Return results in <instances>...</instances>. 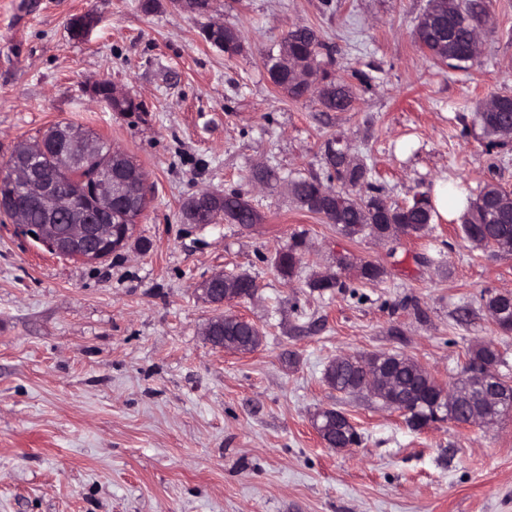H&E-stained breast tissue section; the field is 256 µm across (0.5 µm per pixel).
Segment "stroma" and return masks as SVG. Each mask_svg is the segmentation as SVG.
I'll return each mask as SVG.
<instances>
[{
  "instance_id": "obj_1",
  "label": "stroma",
  "mask_w": 512,
  "mask_h": 512,
  "mask_svg": "<svg viewBox=\"0 0 512 512\" xmlns=\"http://www.w3.org/2000/svg\"><path fill=\"white\" fill-rule=\"evenodd\" d=\"M428 0H213L209 14L159 0H0V163L58 123L97 133L146 174V210L125 248L97 263L45 252L0 222V512H512V417L487 427L411 430L368 396L327 386L343 354L399 353L443 383L490 341L512 381V332L484 308L512 290V252L478 248L459 221L422 237L343 239L299 208L296 179L326 180L340 138L395 204L434 181L471 195L512 192V142L493 149L471 117L512 93V0H490L467 70L431 59L413 29ZM96 24L73 39L72 16ZM219 20L245 50L231 57L202 29ZM314 29L328 70L352 79L346 112L294 100L264 59L295 26ZM96 80L137 94L117 112ZM273 170L268 182L257 173ZM242 192L257 224H191L186 199ZM305 241L292 279L276 256ZM346 254L354 263L338 269ZM385 268L381 281L359 265ZM339 273L347 287L319 291ZM246 275L251 297L224 306L256 324L239 354L204 330L212 275ZM344 412L361 445L326 447L315 412Z\"/></svg>"
}]
</instances>
